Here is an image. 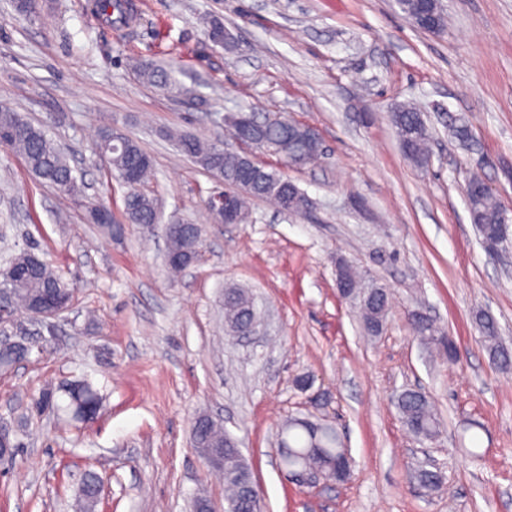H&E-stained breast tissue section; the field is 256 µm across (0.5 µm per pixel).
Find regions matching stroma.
Listing matches in <instances>:
<instances>
[{"mask_svg":"<svg viewBox=\"0 0 512 512\" xmlns=\"http://www.w3.org/2000/svg\"><path fill=\"white\" fill-rule=\"evenodd\" d=\"M131 2L129 24L109 28L89 0H43L29 19L0 0V94L48 128L82 174L84 203L117 215L126 188L100 160L98 134L113 124L137 140L154 162L148 193L163 215L201 226L202 252L170 280L161 227L113 235L86 223L84 204L0 146V254L30 250L75 291L55 336L0 374V422L21 445L0 461V512H75L90 473L104 484L96 512H190L201 492L223 512L224 481L191 438L202 414L238 440L264 512H512V370L475 327L490 311L512 348V265L485 250L463 195L478 171L512 209V0H444L440 34L411 26L395 0ZM206 17L223 22L233 49L209 41ZM135 59L179 62L197 97L145 83ZM404 104L432 132L427 168L399 148L389 115ZM239 110L319 134L315 163L257 156L308 195L305 212L256 199L249 222L214 223L216 180L166 134L225 143L224 115ZM452 113L467 118L472 147L451 136ZM340 258L392 292L383 335L367 336L338 297ZM229 286L262 312L250 342L224 329ZM418 309L456 360L412 334ZM81 378L104 398L96 418L33 411L42 392ZM407 388L434 402L435 440L402 422L393 398ZM296 418L336 428L353 460L347 482L286 480L279 432ZM429 464L443 491L414 480Z\"/></svg>","mask_w":512,"mask_h":512,"instance_id":"35a3bbf8","label":"stroma"}]
</instances>
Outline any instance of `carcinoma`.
<instances>
[{
	"mask_svg": "<svg viewBox=\"0 0 512 512\" xmlns=\"http://www.w3.org/2000/svg\"><path fill=\"white\" fill-rule=\"evenodd\" d=\"M421 0H397L405 18L416 28L423 29L416 16ZM128 0H96L95 12L110 26L120 25L130 13ZM229 31L218 19L208 22V37L216 45L227 49L234 46V41L226 38ZM133 69L147 83L174 96L188 94L187 88L175 77L174 71L158 68L152 63L139 59ZM390 120L395 129L400 148L406 159L416 167L428 166L431 158L430 131L418 108L410 105L396 107L390 113ZM294 121L286 116L274 120H261L258 135L265 141L281 149V156L292 160L303 155L309 162L316 161L323 151L320 139L304 141L296 138L288 125ZM456 140L466 144L472 133L468 122L462 117H455L451 122ZM180 152L191 158L201 169L211 172L223 170L224 178L231 182L235 174L244 166L252 165L257 171L255 179L238 192L239 208L242 213L250 214V201L266 199L280 204V194L302 198L303 192L287 177L273 168L256 162L252 163L243 156L223 151L217 153L215 143L202 140L194 135L171 133ZM0 142L21 154L26 167L36 178L56 187L70 199L77 201L82 196V185L67 158L48 138L43 126L26 120L19 112L6 103H0ZM98 150L106 156L107 166L113 175L120 177L127 170L135 172L136 186L127 188L123 198V220H118L112 209L104 204L86 206L87 223L103 228L109 232H119L121 223L153 224L158 221L159 206L157 199L143 190V186L152 172L151 156L134 140L124 139L120 145L112 143L110 131L102 129L98 139ZM483 179L477 175L468 180L469 192L466 203L471 219L474 220L482 243L494 244L504 249L512 234V221L507 219V211L493 194L479 191ZM166 253L183 257L193 255L202 247V229L188 222L176 230L164 234ZM7 266L24 270L25 277L14 285L13 303L16 310L31 314L33 306L53 294L70 291L68 285L39 258L28 252L11 254L3 259ZM356 302L360 311V321L365 333L379 336L387 325L390 307V294L384 287L372 293L360 288L350 297ZM257 318V309L250 293L244 288L231 287L224 292V324H242ZM475 323L482 335V340L490 358L502 367L512 364V354L498 343V324L488 312L481 311L475 317ZM413 335L428 343L448 347V339L434 320L423 312H414L411 319ZM32 352V345L20 341H0V368L10 367L26 360ZM65 397V404H58L54 391L43 393L34 401L33 407L42 412L47 409L74 412L76 403L88 406L102 404L99 391L87 380H75L58 388ZM398 413L409 431L421 440H431L440 433L441 420L431 399L423 392L406 389L394 399ZM286 438L281 443L288 449L291 464H300L311 471L326 472L331 462H336V471L349 477L351 461L345 449L339 446L337 431L321 428L312 423L296 420L289 423L285 431ZM224 441V427L215 421L204 425L197 444L201 450ZM224 465L229 476L224 481L227 509L225 512H263L260 496H245V489L255 485L252 472L242 453L234 448L224 449ZM421 487L427 490L440 488L442 475L437 470L421 469L416 474ZM99 479L96 475L88 476L81 490L80 512H95L98 503Z\"/></svg>",
	"mask_w": 512,
	"mask_h": 512,
	"instance_id": "carcinoma-1",
	"label": "carcinoma"
}]
</instances>
